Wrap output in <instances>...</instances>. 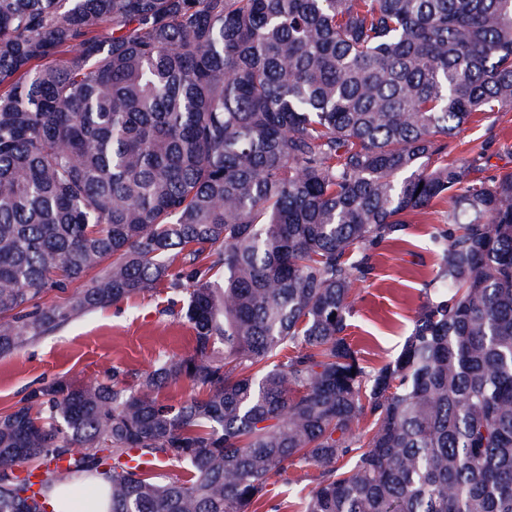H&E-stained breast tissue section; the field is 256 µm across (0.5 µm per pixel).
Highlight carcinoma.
Instances as JSON below:
<instances>
[{"label":"carcinoma","mask_w":512,"mask_h":512,"mask_svg":"<svg viewBox=\"0 0 512 512\" xmlns=\"http://www.w3.org/2000/svg\"><path fill=\"white\" fill-rule=\"evenodd\" d=\"M511 110L512 0H0V357L160 288L194 334L0 412V512H280L304 464L299 512H512V171L448 152ZM439 202L368 371L353 283ZM317 471L313 466L303 465L296 468L289 476L288 481L275 479L270 487L269 497L277 504H281L286 512L300 508V502L307 497L316 485Z\"/></svg>","instance_id":"obj_1"}]
</instances>
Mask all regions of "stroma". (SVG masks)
Returning <instances> with one entry per match:
<instances>
[{"label":"stroma","instance_id":"obj_1","mask_svg":"<svg viewBox=\"0 0 512 512\" xmlns=\"http://www.w3.org/2000/svg\"><path fill=\"white\" fill-rule=\"evenodd\" d=\"M478 143L485 146L481 165L487 173L512 171V111L475 117L449 148L457 153ZM448 209L441 203L415 215L400 239L380 243L371 274L353 290L347 334L367 369L394 358L411 332L439 267L433 238L447 222ZM192 347L193 332L172 312L165 290L141 295L80 316L0 357V411L15 406L24 388L40 379L89 385L118 366L134 384L160 354L181 356ZM316 475L314 467L305 465L288 479H275L270 487L273 502L284 512H298L316 485Z\"/></svg>","mask_w":512,"mask_h":512}]
</instances>
